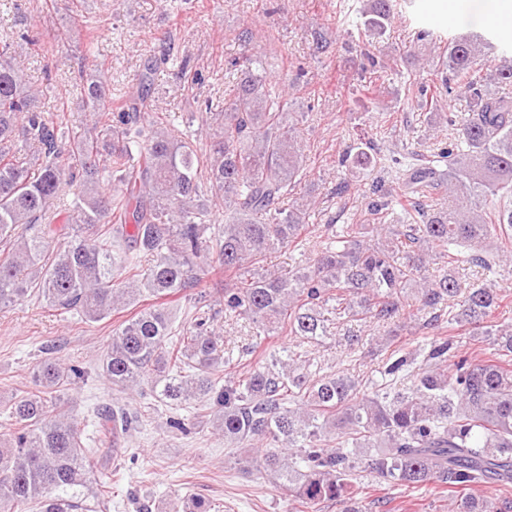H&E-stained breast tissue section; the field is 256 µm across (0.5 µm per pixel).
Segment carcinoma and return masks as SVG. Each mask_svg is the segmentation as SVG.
I'll return each instance as SVG.
<instances>
[{"mask_svg":"<svg viewBox=\"0 0 512 512\" xmlns=\"http://www.w3.org/2000/svg\"><path fill=\"white\" fill-rule=\"evenodd\" d=\"M354 22L364 55L383 36L395 0H362ZM485 43L462 35L442 49L411 54L440 79L419 83L418 105L439 124L443 93L457 87L467 115L446 116L456 127L448 143L408 160L390 158V185L378 181L367 204L371 222L328 224L314 263L268 272L258 260L297 242L311 224L315 200H285L306 178L305 144L289 112L300 77L271 79L265 55L228 62L237 77L229 102L204 101L209 143L179 130L153 95L151 61L137 94L112 123L106 71L94 67L80 87V129L44 109L48 88L29 80L22 55L0 41V307L34 298L48 308L93 323L128 306L149 305L112 329L101 371L112 388L151 386L159 402H205L224 438L262 454L247 457L275 475L313 509L325 501L349 505L361 467L388 485L438 483L449 488L451 512H512V326L492 328L500 294L492 284L462 287L452 273L427 277L428 259L492 269L512 265V58L493 68ZM370 139L350 144L338 160V193L381 162ZM224 210V224L215 214ZM224 268V284L206 283L203 254ZM416 311L404 313L407 297ZM182 296L193 313L181 334L165 301ZM448 314L496 353L459 354L450 338L391 359L371 391L341 372L311 371L310 360L285 357L226 377L231 366L214 328L211 301L224 318L253 324L257 350L285 331L315 346L329 335L324 311L378 326L424 328ZM44 354L33 387L7 407L14 428L0 434V512H95L79 496L96 451L70 413L64 387L88 372ZM425 367L403 383L415 356ZM99 436L119 443L135 416L124 406L95 407ZM336 442V447L329 443ZM480 484L498 487L484 500L464 495Z\"/></svg>","mask_w":512,"mask_h":512,"instance_id":"obj_1","label":"carcinoma"}]
</instances>
